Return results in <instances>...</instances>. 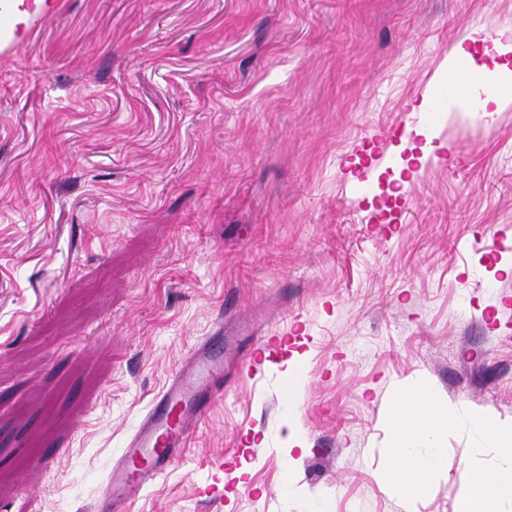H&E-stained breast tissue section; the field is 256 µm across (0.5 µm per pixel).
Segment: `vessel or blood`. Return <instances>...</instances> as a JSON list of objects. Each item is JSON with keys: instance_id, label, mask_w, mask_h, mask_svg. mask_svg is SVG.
<instances>
[{"instance_id": "vessel-or-blood-1", "label": "vessel or blood", "mask_w": 512, "mask_h": 512, "mask_svg": "<svg viewBox=\"0 0 512 512\" xmlns=\"http://www.w3.org/2000/svg\"><path fill=\"white\" fill-rule=\"evenodd\" d=\"M28 0H0V45H13L19 15ZM282 345L278 336L262 337L249 357V373L257 375L261 361ZM224 394V338L200 342L171 373L147 412L113 462L95 512H115L131 504L183 456L210 406Z\"/></svg>"}]
</instances>
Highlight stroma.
Wrapping results in <instances>:
<instances>
[{
    "label": "stroma",
    "instance_id": "stroma-1",
    "mask_svg": "<svg viewBox=\"0 0 512 512\" xmlns=\"http://www.w3.org/2000/svg\"><path fill=\"white\" fill-rule=\"evenodd\" d=\"M505 22L512 0H63L0 57V512H94L219 329L293 343L254 377L228 356L129 512H404L382 481L399 387L512 422V243L491 238L512 240V106L474 120L446 64L464 26ZM429 138L455 163L401 169ZM443 446L418 512L460 510L470 430Z\"/></svg>",
    "mask_w": 512,
    "mask_h": 512
}]
</instances>
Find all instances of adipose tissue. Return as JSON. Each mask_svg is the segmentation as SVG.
Instances as JSON below:
<instances>
[{
  "instance_id": "1",
  "label": "adipose tissue",
  "mask_w": 512,
  "mask_h": 512,
  "mask_svg": "<svg viewBox=\"0 0 512 512\" xmlns=\"http://www.w3.org/2000/svg\"><path fill=\"white\" fill-rule=\"evenodd\" d=\"M449 69L472 73L457 98L476 118L493 123L499 112L512 105V97L500 94L499 84L512 83V25L495 29L463 27L447 59Z\"/></svg>"
}]
</instances>
